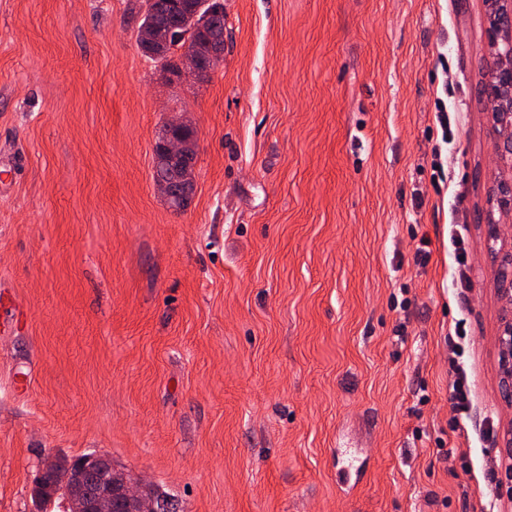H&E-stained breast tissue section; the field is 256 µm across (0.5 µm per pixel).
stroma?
<instances>
[{"label": "stroma", "mask_w": 512, "mask_h": 512, "mask_svg": "<svg viewBox=\"0 0 512 512\" xmlns=\"http://www.w3.org/2000/svg\"><path fill=\"white\" fill-rule=\"evenodd\" d=\"M144 7L0 0V512H65L38 469L92 452L174 512H512L483 0H224L202 83L143 52ZM188 125L183 121L171 120L166 124V132L162 134L157 143L155 144V155L157 161L166 162L168 160L176 161L185 152L186 148L194 149V146L190 141L178 140L171 134V130L183 129ZM195 164L184 161L170 170L158 169L155 172V186L168 201L190 196L194 189ZM451 398L454 402L456 415L451 419L450 427L453 431L460 429V420L469 415V393L466 373L459 372L452 382Z\"/></svg>", "instance_id": "35a3bbf8"}]
</instances>
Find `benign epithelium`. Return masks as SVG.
<instances>
[{"mask_svg": "<svg viewBox=\"0 0 512 512\" xmlns=\"http://www.w3.org/2000/svg\"><path fill=\"white\" fill-rule=\"evenodd\" d=\"M487 5L486 37L491 55L486 69L488 80L484 92L491 117L493 151L497 176L492 203L496 208L484 215L486 235L492 241L503 235L504 225L495 215L512 217V0H484ZM224 61L219 52L211 60L202 61L185 50L179 54L183 73L197 76L210 73ZM187 127L171 120L166 132L155 144L157 160L174 162L190 141L174 138L171 131ZM195 164L185 161L170 170L155 172V186L169 201L192 194ZM497 292L501 313L497 328L501 397L512 405V246L501 250L497 269ZM36 498L50 501L58 496L69 499L71 512H167L168 503L147 494V488L130 473L120 469L106 453L81 455L64 464L59 471L47 462L39 471Z\"/></svg>", "mask_w": 512, "mask_h": 512, "instance_id": "benign-epithelium-1", "label": "benign epithelium"}]
</instances>
